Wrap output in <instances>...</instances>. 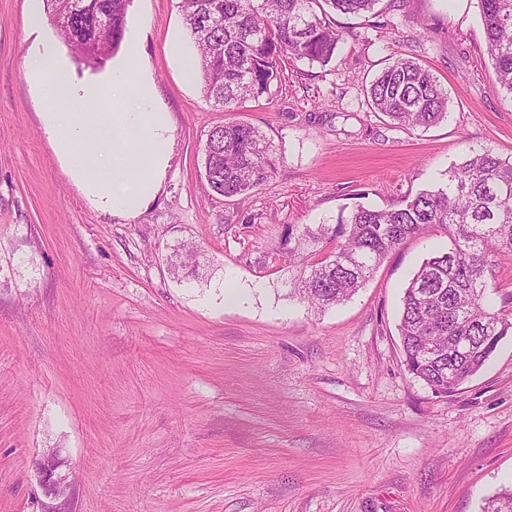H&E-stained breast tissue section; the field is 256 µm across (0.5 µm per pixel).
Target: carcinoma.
Instances as JSON below:
<instances>
[{"mask_svg": "<svg viewBox=\"0 0 512 512\" xmlns=\"http://www.w3.org/2000/svg\"><path fill=\"white\" fill-rule=\"evenodd\" d=\"M377 0H180L197 48L193 70L206 100L237 112L282 81L286 59L327 65L340 35L327 11L364 16ZM51 21L82 59L99 63L125 39L130 0H46ZM497 85L512 95V0H480ZM372 109L401 129L428 128L448 114V92L411 56L385 67L367 90ZM204 174L212 194L232 198L266 183L278 159L259 127L244 121L209 130ZM436 229L450 246L424 259L404 289L398 331L407 372L450 396L512 335V309H494L488 292L496 258L512 253V161L471 150L443 178L385 208L358 206L335 224L287 229L279 248L289 294L322 311L351 298L407 239ZM193 255L184 242L170 255L177 271ZM480 512H512V486Z\"/></svg>", "mask_w": 512, "mask_h": 512, "instance_id": "1", "label": "carcinoma"}]
</instances>
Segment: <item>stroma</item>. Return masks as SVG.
Instances as JSON below:
<instances>
[{
	"instance_id": "1",
	"label": "stroma",
	"mask_w": 512,
	"mask_h": 512,
	"mask_svg": "<svg viewBox=\"0 0 512 512\" xmlns=\"http://www.w3.org/2000/svg\"><path fill=\"white\" fill-rule=\"evenodd\" d=\"M28 0H0V512H479L512 485V336L454 395L403 365V290L442 231L407 240L345 303L290 297L274 261L286 227L333 224L440 179L471 149L512 160V101L494 89L479 0H380L334 14L327 66L284 61V80L239 112L213 110L184 71L196 46L180 0H132L100 67ZM54 43L73 80L146 72L170 121L159 190L136 216L101 209L43 131L29 64ZM448 91V116L393 127L366 89L397 56ZM258 126L276 175L212 196L211 127ZM197 270L172 275L175 246ZM59 461L63 498L38 462Z\"/></svg>"
}]
</instances>
